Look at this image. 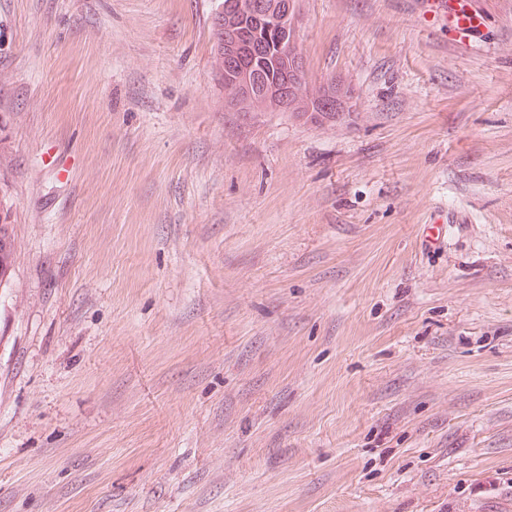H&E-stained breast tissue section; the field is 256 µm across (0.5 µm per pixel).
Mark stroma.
I'll list each match as a JSON object with an SVG mask.
<instances>
[{
	"label": "stroma",
	"instance_id": "1",
	"mask_svg": "<svg viewBox=\"0 0 512 512\" xmlns=\"http://www.w3.org/2000/svg\"><path fill=\"white\" fill-rule=\"evenodd\" d=\"M219 4L0 0V512H512V0H299L322 127ZM224 0L213 15V28L217 33L215 76L224 86L228 103L238 111H246L252 103L239 101L231 83H224L225 72L232 79L239 96L247 102H254L259 109L289 112L309 124L335 122L344 115L351 92L341 80L334 77L320 82L327 93L318 100L314 109L305 91L308 82L307 64L298 46L299 12L295 0ZM228 2V3H226ZM226 3V4H225ZM225 4V5H224ZM228 8L234 14L224 15ZM225 18V21H224ZM267 34V45L276 46L270 53L263 35ZM247 45L251 57L243 53L241 61L248 67L236 65L240 59L241 46ZM252 58V59H251ZM268 67L276 68L284 80L271 83L267 80ZM272 71V80L282 75ZM244 103V104H243ZM469 0H421L424 13H432L435 18L447 24L461 37H471L482 25V15L469 6ZM0 222L5 224L3 213L0 212ZM0 224V282L2 277L9 276V269L13 265L16 244L15 235L13 232L12 224H5L3 227ZM6 226V227H5ZM9 271V272H8Z\"/></svg>",
	"mask_w": 512,
	"mask_h": 512
}]
</instances>
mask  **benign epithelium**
I'll return each mask as SVG.
<instances>
[{
    "instance_id": "1",
    "label": "benign epithelium",
    "mask_w": 512,
    "mask_h": 512,
    "mask_svg": "<svg viewBox=\"0 0 512 512\" xmlns=\"http://www.w3.org/2000/svg\"><path fill=\"white\" fill-rule=\"evenodd\" d=\"M299 12L296 0H230L213 15L217 33L215 76L224 82L233 75L239 96L259 109L287 112L308 123H332L344 115L351 92L332 77L320 82L326 95L312 106L305 91L307 64L298 46ZM281 32L275 52L267 48L264 30ZM247 46L253 63L238 65L241 46ZM283 74L281 82L267 80L268 69Z\"/></svg>"
}]
</instances>
